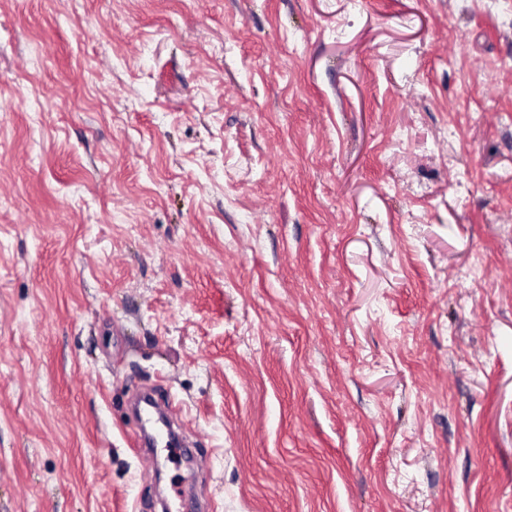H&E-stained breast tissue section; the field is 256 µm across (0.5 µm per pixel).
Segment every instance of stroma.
I'll return each instance as SVG.
<instances>
[{
	"mask_svg": "<svg viewBox=\"0 0 512 512\" xmlns=\"http://www.w3.org/2000/svg\"><path fill=\"white\" fill-rule=\"evenodd\" d=\"M179 490L512 512V0H0V512Z\"/></svg>",
	"mask_w": 512,
	"mask_h": 512,
	"instance_id": "35a3bbf8",
	"label": "stroma"
}]
</instances>
